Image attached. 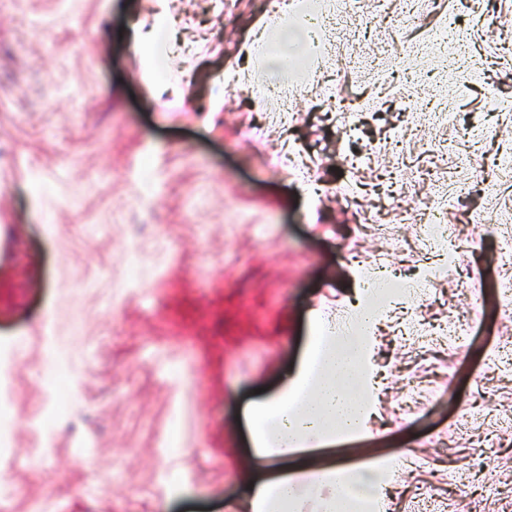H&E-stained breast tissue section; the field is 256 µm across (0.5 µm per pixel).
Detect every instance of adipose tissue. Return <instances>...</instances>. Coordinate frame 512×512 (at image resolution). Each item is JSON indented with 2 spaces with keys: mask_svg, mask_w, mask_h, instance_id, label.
Listing matches in <instances>:
<instances>
[{
  "mask_svg": "<svg viewBox=\"0 0 512 512\" xmlns=\"http://www.w3.org/2000/svg\"><path fill=\"white\" fill-rule=\"evenodd\" d=\"M386 285L362 292L336 324L316 310L298 366L279 390L251 407L247 421L252 450L264 466L300 459L310 447H329L358 435L376 414L381 367L375 332L385 315ZM398 458H366L346 468L331 465L245 485L244 512H303L311 499L319 512H382L394 484Z\"/></svg>",
  "mask_w": 512,
  "mask_h": 512,
  "instance_id": "adipose-tissue-1",
  "label": "adipose tissue"
}]
</instances>
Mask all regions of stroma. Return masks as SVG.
Wrapping results in <instances>:
<instances>
[{
	"label": "stroma",
	"mask_w": 512,
	"mask_h": 512,
	"mask_svg": "<svg viewBox=\"0 0 512 512\" xmlns=\"http://www.w3.org/2000/svg\"><path fill=\"white\" fill-rule=\"evenodd\" d=\"M270 2L0 0V512H225L254 474L246 410L302 358L311 309L344 316L348 254L411 278L449 248L423 315L466 325L465 346L402 335L413 311L395 302L376 332V416L303 461L399 458L387 512H411L421 487L441 512H512V265L494 261L512 235V0H364L359 20H331L287 101L258 104L235 75L274 73L245 55L277 27ZM339 102L363 108L374 149L353 186ZM292 143L301 169L270 167ZM392 170L420 174L399 200L376 191ZM473 181L452 244L398 221ZM350 188L378 223L339 207ZM486 482L501 495L481 496Z\"/></svg>",
	"instance_id": "stroma-1"
}]
</instances>
